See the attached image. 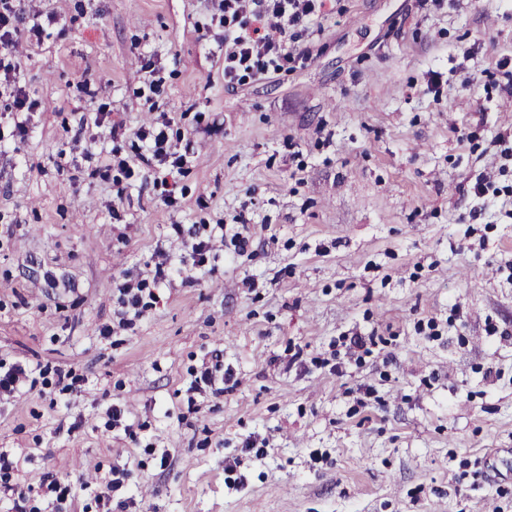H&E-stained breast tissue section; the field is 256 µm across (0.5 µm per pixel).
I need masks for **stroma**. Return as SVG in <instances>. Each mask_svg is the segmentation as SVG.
I'll return each mask as SVG.
<instances>
[{"instance_id": "stroma-1", "label": "stroma", "mask_w": 512, "mask_h": 512, "mask_svg": "<svg viewBox=\"0 0 512 512\" xmlns=\"http://www.w3.org/2000/svg\"><path fill=\"white\" fill-rule=\"evenodd\" d=\"M14 5L46 19L0 47L40 103L0 96V367L28 370L0 453L27 512H101L115 467L112 512H512V0H326L311 61L232 92L215 0ZM100 108L117 135L80 125ZM162 112L187 165L119 190L111 151ZM176 224L224 235L128 319ZM218 353L220 396L194 386Z\"/></svg>"}]
</instances>
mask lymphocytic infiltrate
<instances>
[{"label":"lymphocytic infiltrate","instance_id":"f902f5d3","mask_svg":"<svg viewBox=\"0 0 512 512\" xmlns=\"http://www.w3.org/2000/svg\"><path fill=\"white\" fill-rule=\"evenodd\" d=\"M324 0H219V23L224 29V88L235 90L244 79L262 80L292 68L294 47ZM173 120L161 114L156 124L140 128V150L134 156H112L111 164L126 181L134 182L144 169L170 165L180 170L184 155L174 152L169 137Z\"/></svg>","mask_w":512,"mask_h":512}]
</instances>
